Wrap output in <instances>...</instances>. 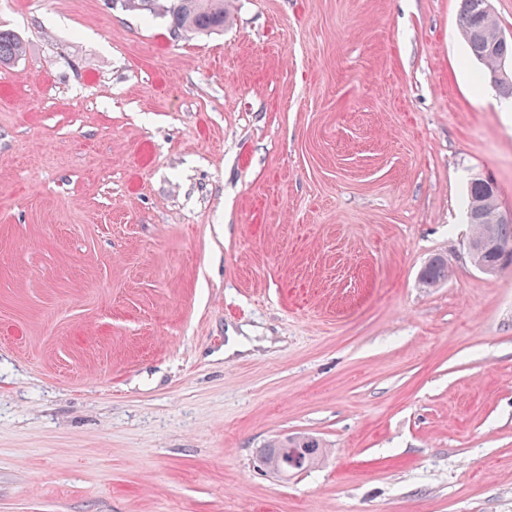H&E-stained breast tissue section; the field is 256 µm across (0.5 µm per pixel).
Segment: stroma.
<instances>
[{"label": "stroma", "instance_id": "35a3bbf8", "mask_svg": "<svg viewBox=\"0 0 512 512\" xmlns=\"http://www.w3.org/2000/svg\"><path fill=\"white\" fill-rule=\"evenodd\" d=\"M459 6L0 0V512H512V265L465 248L512 112ZM161 9L174 33L207 35L224 28L228 16L226 0H165ZM24 50V44L15 32L0 27V66L14 64ZM448 279V262L440 255L430 257L421 269L419 281L425 288H435ZM266 447L261 453V458H263L264 464L275 474H278L277 469L282 457L288 453L283 465L279 467V470L283 472L280 476L283 478H288L295 472L303 470L298 469L299 463H288V459L293 457L303 458L306 469H310L322 460L325 453L321 441L309 434L289 435L268 444ZM288 467H290L291 473H288Z\"/></svg>", "mask_w": 512, "mask_h": 512}]
</instances>
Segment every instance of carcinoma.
<instances>
[{
    "label": "carcinoma",
    "mask_w": 512,
    "mask_h": 512,
    "mask_svg": "<svg viewBox=\"0 0 512 512\" xmlns=\"http://www.w3.org/2000/svg\"><path fill=\"white\" fill-rule=\"evenodd\" d=\"M159 0H121L128 11L156 12ZM163 16L173 32L207 35L224 28L228 16L227 0H165ZM459 22L471 56L484 68L485 79L501 95L512 97V39L504 37L489 0H460ZM24 53L21 38L13 31L0 28V66L15 63ZM470 238L512 249V221L500 218L497 186L484 177H474L466 193ZM448 279V262L440 255L429 258L421 269L419 281L425 288H435ZM321 441L309 434L289 435L267 445L261 453L264 464L277 472L283 456L305 460L306 468L317 465L324 457Z\"/></svg>",
    "instance_id": "cac0c4a2"
}]
</instances>
